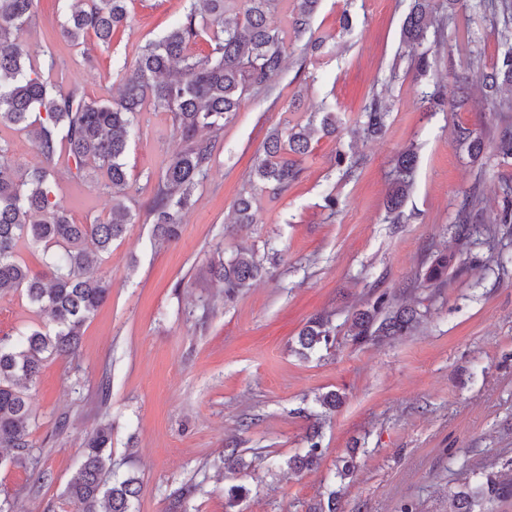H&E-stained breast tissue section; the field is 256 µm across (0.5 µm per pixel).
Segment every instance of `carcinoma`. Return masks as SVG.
I'll return each instance as SVG.
<instances>
[{
  "mask_svg": "<svg viewBox=\"0 0 512 512\" xmlns=\"http://www.w3.org/2000/svg\"><path fill=\"white\" fill-rule=\"evenodd\" d=\"M244 2L243 10L237 2ZM129 0H74L60 35L75 46L88 36L109 47L118 28L128 20ZM280 0H194L191 7L162 36L140 48L134 70L123 74L115 99L92 101L79 86L64 91L44 77L36 58L39 52L21 39V31L36 16L37 0H0V128L30 133L40 164L21 167L15 163L10 144L0 138V291L24 292L30 304L50 315L52 326L29 329L16 342L0 339V447L13 453L1 456L0 467L36 465L30 455L31 412L29 386L51 356L78 355L83 327L109 298L112 280L93 274L94 264L110 252L112 242L123 237L134 215L119 197L127 186L125 156L129 138L146 104L156 112H168L183 142L153 187L151 214L153 236L168 243L181 235L182 216L195 205V192L207 178L224 123L249 96L272 92L285 67L284 44L291 37L303 43L304 55L321 50L323 43L307 38L319 0H299L289 19V30L273 20ZM435 24L432 0H411L401 28V42L414 56L416 72L431 67L417 48ZM206 39L209 52L199 56L191 46ZM512 87V50L504 52L484 75L490 111L512 112V100L498 98L502 87ZM470 76L455 75L448 93L425 92L429 108L461 110L469 100ZM365 129L382 131L387 106L374 96L364 107ZM338 130L334 112H325L319 123L309 122L285 130L275 128L263 145V155L251 172L250 183L288 188L298 178L300 163L310 152L317 134ZM458 141L468 154L479 159L484 138L461 127ZM416 162L412 151L399 154L387 206H402ZM65 165L71 177L95 180L114 198L105 220L73 223L55 199L52 179L57 166ZM254 194L244 192L235 202L234 224H250ZM478 200L466 197L459 212V233L469 229ZM40 248L52 276L35 272L20 257L23 246ZM268 269L251 251L211 262L213 277L234 299ZM448 277V256H436L425 279L443 283ZM423 314L386 291L373 293L366 307L351 317L348 336L356 346L375 345L385 338L415 333ZM336 341L329 318L316 315L298 335L301 354ZM317 428L307 436L308 447L287 461L291 470H313L323 458ZM111 427L99 426L87 436L82 461L66 483L64 500L77 512H133L142 482L134 475L112 474ZM196 486L184 484L170 495L168 512H187ZM243 485H232L224 495L225 512L247 497ZM512 498V475L481 473L480 481L466 483L452 496L451 512H494L496 504Z\"/></svg>",
  "mask_w": 512,
  "mask_h": 512,
  "instance_id": "cac0c4a2",
  "label": "carcinoma"
}]
</instances>
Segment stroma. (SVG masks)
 <instances>
[{"label": "stroma", "mask_w": 512, "mask_h": 512, "mask_svg": "<svg viewBox=\"0 0 512 512\" xmlns=\"http://www.w3.org/2000/svg\"><path fill=\"white\" fill-rule=\"evenodd\" d=\"M441 39L427 40L432 63L417 75L402 56L409 0H353L351 31L337 15L343 0H321L311 30L322 54L301 62L289 43L276 105L250 97L225 124L197 202L177 241L152 236L151 188L182 148L169 113H141L125 162L124 202L135 216L95 271L112 293L83 328L80 353L48 360L28 395L37 469H0V500L14 512H72L62 492L80 464L82 442L112 424V469L136 472L143 490L136 512H165L170 494L195 484L190 512H224V490L245 485L240 512H316L333 486L338 457L358 451L341 485L342 512H450V496L471 471H512V224H503L497 187L512 178V157L487 151L473 160L458 127L492 141L500 131L485 111L483 71L506 49L503 24L481 9L449 13ZM188 0H132L130 19L109 47L88 38L75 47L59 36L70 0H39L29 40L46 78L79 85L88 98L117 93L118 66L134 68L137 49L156 39ZM470 70L472 101L459 111L430 112L421 101L435 85ZM390 106L384 132H362L372 94ZM335 112L336 136L313 141L298 179L282 192L256 190V221L234 225L233 205L273 128L306 124ZM413 150L414 178L399 219L386 210L395 159ZM344 151L361 165L343 177ZM57 200L79 224L107 218L112 197L97 184L59 171ZM480 197L483 225L494 229L501 262L475 239L456 235L462 200ZM339 200L336 210L326 196ZM280 256L270 276L231 302L212 283L209 261L237 250ZM451 259L448 281L423 280L430 257ZM406 295L425 317L414 335L368 347L347 337L348 316L373 291ZM318 314L330 315L336 344L309 358L293 346ZM21 293H0V338L47 323ZM335 390L336 413L322 415L324 459L292 472L317 399ZM68 425L57 429L59 418ZM237 439L245 467L224 469L227 440Z\"/></svg>", "instance_id": "1"}]
</instances>
